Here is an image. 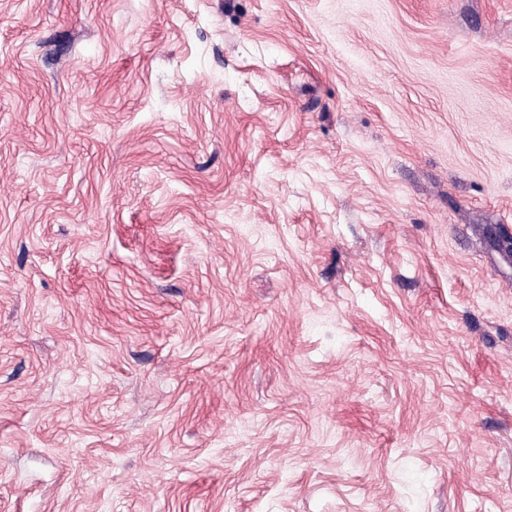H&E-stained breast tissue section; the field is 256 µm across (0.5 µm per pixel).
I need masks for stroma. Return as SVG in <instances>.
Returning <instances> with one entry per match:
<instances>
[{
    "label": "stroma",
    "mask_w": 512,
    "mask_h": 512,
    "mask_svg": "<svg viewBox=\"0 0 512 512\" xmlns=\"http://www.w3.org/2000/svg\"><path fill=\"white\" fill-rule=\"evenodd\" d=\"M0 512H512V0H0Z\"/></svg>",
    "instance_id": "stroma-1"
}]
</instances>
